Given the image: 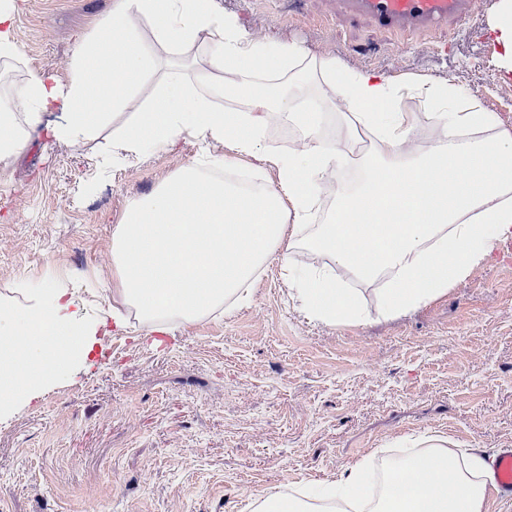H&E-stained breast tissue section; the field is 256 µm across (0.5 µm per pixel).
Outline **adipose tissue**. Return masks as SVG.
I'll use <instances>...</instances> for the list:
<instances>
[{
  "label": "adipose tissue",
  "instance_id": "adipose-tissue-1",
  "mask_svg": "<svg viewBox=\"0 0 512 512\" xmlns=\"http://www.w3.org/2000/svg\"><path fill=\"white\" fill-rule=\"evenodd\" d=\"M104 26L106 37L76 42L66 81L33 73L0 99V168L50 111L53 138L71 145L112 126L113 154L126 163L187 135L198 141L191 162L132 200L112 232L116 329L133 316L164 333L245 303L274 260L322 322L363 317L352 280L378 286L383 314L406 313L512 236V130L452 80L399 84L291 43L256 42L214 0H115ZM408 93L430 105L426 117L404 108ZM282 123L300 135L271 150L264 133ZM224 143L270 163L277 183L229 179L232 162L214 151ZM351 164L356 186L330 182ZM305 251L323 265L300 267ZM20 292L0 302V418L87 361L101 329L57 282ZM408 475L420 480L410 492ZM384 479L372 490L369 464L356 465L288 512L483 510L484 460L458 459L436 437L388 464Z\"/></svg>",
  "mask_w": 512,
  "mask_h": 512
}]
</instances>
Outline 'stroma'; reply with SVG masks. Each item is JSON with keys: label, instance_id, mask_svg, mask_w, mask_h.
Segmentation results:
<instances>
[{"label": "stroma", "instance_id": "obj_1", "mask_svg": "<svg viewBox=\"0 0 512 512\" xmlns=\"http://www.w3.org/2000/svg\"><path fill=\"white\" fill-rule=\"evenodd\" d=\"M500 0L411 39L336 0H215L251 38L280 39L352 69L454 79L512 127V81L490 43ZM22 63L0 76L66 78L81 37L114 0H16ZM45 124L0 172V299L53 278L111 318L112 231L127 205L193 159L194 139L136 166H104L111 129L68 145ZM368 317H310L270 263L250 301L156 334L130 323L94 356L0 421V512H252L335 480L405 441L446 439L458 457L512 446V257L494 250L442 296L397 315L360 288Z\"/></svg>", "mask_w": 512, "mask_h": 512}]
</instances>
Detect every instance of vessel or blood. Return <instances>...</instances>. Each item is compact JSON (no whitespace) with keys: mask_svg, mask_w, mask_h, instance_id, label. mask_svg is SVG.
<instances>
[{"mask_svg":"<svg viewBox=\"0 0 512 512\" xmlns=\"http://www.w3.org/2000/svg\"><path fill=\"white\" fill-rule=\"evenodd\" d=\"M344 12L364 16L379 28L404 37L432 31L448 21L465 20L476 0H338ZM494 487L504 505H512V448L489 460Z\"/></svg>","mask_w":512,"mask_h":512,"instance_id":"b4317fda","label":"vessel or blood"}]
</instances>
